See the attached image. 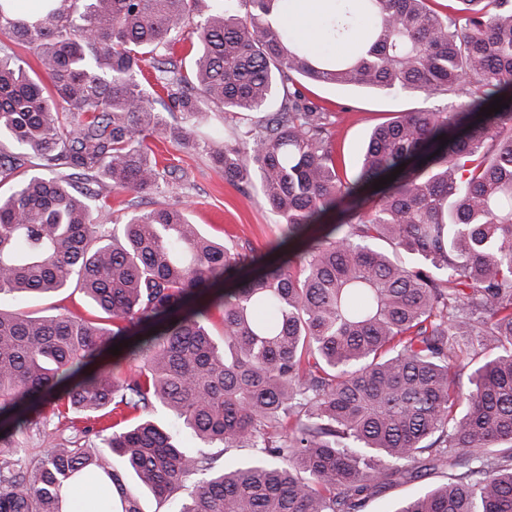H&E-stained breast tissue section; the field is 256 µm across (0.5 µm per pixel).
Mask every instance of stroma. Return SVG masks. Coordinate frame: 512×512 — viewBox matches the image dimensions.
I'll list each match as a JSON object with an SVG mask.
<instances>
[{
	"mask_svg": "<svg viewBox=\"0 0 512 512\" xmlns=\"http://www.w3.org/2000/svg\"><path fill=\"white\" fill-rule=\"evenodd\" d=\"M304 93L314 104L335 113L336 161L340 174L346 177L357 171L370 130L391 113L411 109L442 111L451 104L448 97L441 95L393 93L358 86L309 83ZM151 146L177 166L182 181L170 194L124 191L113 195L112 207L118 217H125L130 210H151L177 202L186 207L192 223L205 236L249 256L271 257L280 237L281 219L262 204L255 188L227 182L223 170L215 167L201 148L156 140ZM0 308L39 315L76 311L88 317L95 312L84 293L72 288L42 295L5 294L0 296Z\"/></svg>",
	"mask_w": 512,
	"mask_h": 512,
	"instance_id": "stroma-1",
	"label": "stroma"
}]
</instances>
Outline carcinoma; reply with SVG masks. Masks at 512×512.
Returning a JSON list of instances; mask_svg holds the SVG:
<instances>
[{
	"mask_svg": "<svg viewBox=\"0 0 512 512\" xmlns=\"http://www.w3.org/2000/svg\"><path fill=\"white\" fill-rule=\"evenodd\" d=\"M197 2L40 0L29 17L0 0V293L74 286L98 311L0 309V512H66L63 488L88 484L97 512H141L126 470L161 500L202 476L174 512H367L432 474L445 481L394 512H512V0H457V16L346 0L322 37L354 42L349 56L275 27L276 0H213L199 21ZM187 30L188 64L172 52ZM303 78L461 103L378 124L344 180L335 115ZM496 98L506 107L482 115ZM203 103L224 131L203 130ZM150 137L254 177L283 242L303 247L256 270L171 205L108 227L112 193L178 180ZM40 404L72 437L20 456L16 434L46 426ZM184 433L252 454L219 467Z\"/></svg>",
	"mask_w": 512,
	"mask_h": 512,
	"instance_id": "obj_1",
	"label": "carcinoma"
}]
</instances>
